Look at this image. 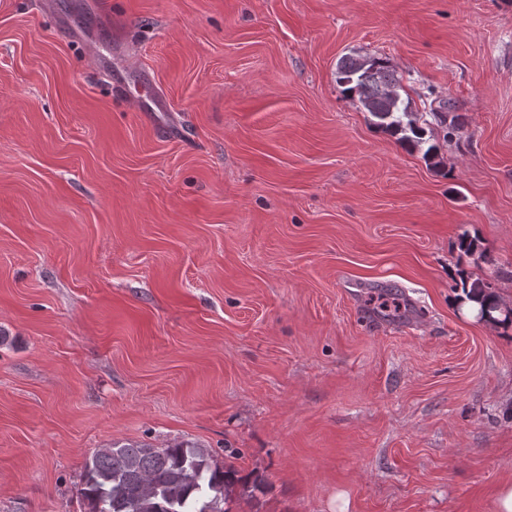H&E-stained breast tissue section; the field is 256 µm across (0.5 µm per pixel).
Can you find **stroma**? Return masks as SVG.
<instances>
[{"mask_svg":"<svg viewBox=\"0 0 512 512\" xmlns=\"http://www.w3.org/2000/svg\"><path fill=\"white\" fill-rule=\"evenodd\" d=\"M354 52L438 166L342 93ZM477 278L512 305V0H0V512H87L118 441L232 463L230 512H493Z\"/></svg>","mask_w":512,"mask_h":512,"instance_id":"stroma-1","label":"stroma"}]
</instances>
